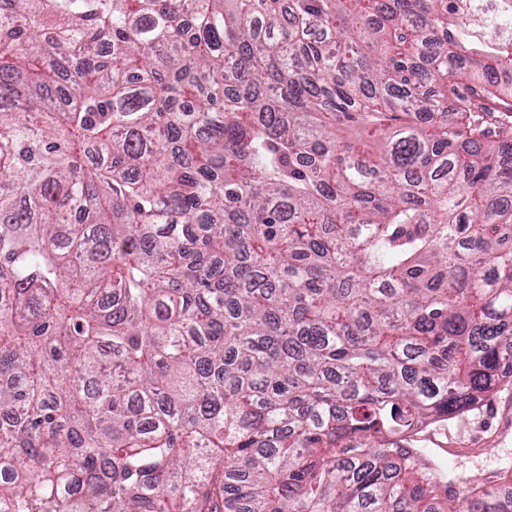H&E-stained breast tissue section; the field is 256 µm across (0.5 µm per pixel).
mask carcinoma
<instances>
[{"mask_svg":"<svg viewBox=\"0 0 512 512\" xmlns=\"http://www.w3.org/2000/svg\"><path fill=\"white\" fill-rule=\"evenodd\" d=\"M512 0H0V512H512L414 437L512 385Z\"/></svg>","mask_w":512,"mask_h":512,"instance_id":"obj_1","label":"carcinoma"}]
</instances>
